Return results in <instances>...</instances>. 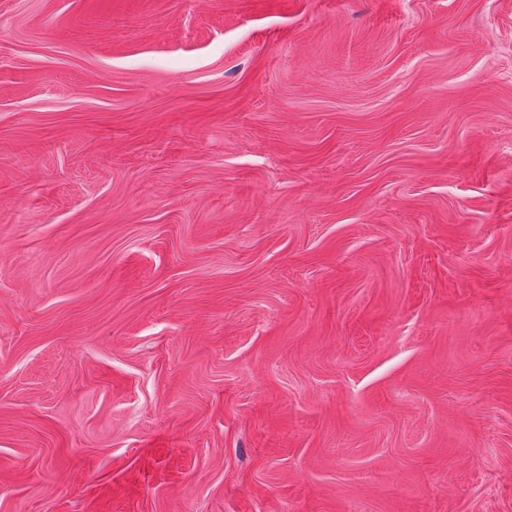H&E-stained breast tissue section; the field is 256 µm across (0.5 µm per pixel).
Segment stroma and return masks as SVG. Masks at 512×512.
Segmentation results:
<instances>
[{"label":"stroma","instance_id":"1","mask_svg":"<svg viewBox=\"0 0 512 512\" xmlns=\"http://www.w3.org/2000/svg\"><path fill=\"white\" fill-rule=\"evenodd\" d=\"M0 512H512V0H0Z\"/></svg>","mask_w":512,"mask_h":512}]
</instances>
